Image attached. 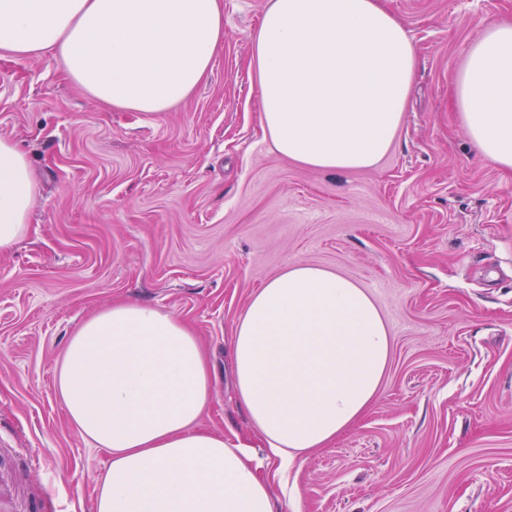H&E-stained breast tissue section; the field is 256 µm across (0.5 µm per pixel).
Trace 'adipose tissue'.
Segmentation results:
<instances>
[{
	"label": "adipose tissue",
	"instance_id": "adipose-tissue-1",
	"mask_svg": "<svg viewBox=\"0 0 512 512\" xmlns=\"http://www.w3.org/2000/svg\"><path fill=\"white\" fill-rule=\"evenodd\" d=\"M223 44L222 0H0V53L52 54L96 102L149 116L190 97ZM251 65L274 149L336 172L389 150L418 57L386 0H268ZM454 102L481 156L512 170V22L469 46ZM36 193L27 156L0 138V251L25 235ZM390 352L364 288L292 262L233 329L237 402L287 467L363 416ZM55 391L77 433L111 454L94 512H274L244 447L199 427L213 368L177 315L126 301L95 310L68 340Z\"/></svg>",
	"mask_w": 512,
	"mask_h": 512
}]
</instances>
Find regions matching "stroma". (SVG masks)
<instances>
[{
  "instance_id": "obj_1",
  "label": "stroma",
  "mask_w": 512,
  "mask_h": 512,
  "mask_svg": "<svg viewBox=\"0 0 512 512\" xmlns=\"http://www.w3.org/2000/svg\"><path fill=\"white\" fill-rule=\"evenodd\" d=\"M211 74L157 116L101 107L51 55L0 54V137L40 186L0 252V461L18 512H94L107 450L82 439L55 373L115 300L183 319L216 382L204 430L248 447L275 512H512V171L472 145L450 88L512 0H388L419 57L409 107L370 168L322 172L265 138L251 35L267 0H223ZM366 288L391 339L368 411L280 471L237 404L231 330L290 262Z\"/></svg>"
}]
</instances>
